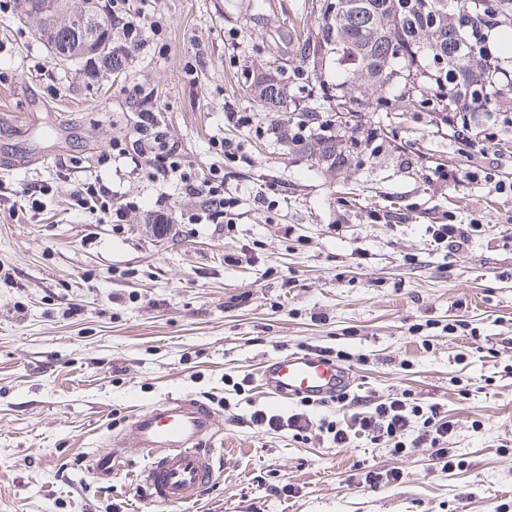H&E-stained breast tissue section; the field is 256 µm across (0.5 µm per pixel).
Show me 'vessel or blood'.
I'll list each match as a JSON object with an SVG mask.
<instances>
[{"label":"vessel or blood","mask_w":512,"mask_h":512,"mask_svg":"<svg viewBox=\"0 0 512 512\" xmlns=\"http://www.w3.org/2000/svg\"><path fill=\"white\" fill-rule=\"evenodd\" d=\"M259 376L273 397L284 403L301 398L317 402L349 393L354 385L350 370L335 360L301 352L266 361ZM125 433L134 447L149 453L137 484L143 498L161 507L202 499L216 474L207 443L219 434L216 413L208 403L166 397L129 420ZM124 455L121 448L100 455L93 467L95 479L110 482L115 463Z\"/></svg>","instance_id":"vessel-or-blood-1"}]
</instances>
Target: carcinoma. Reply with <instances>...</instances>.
Returning <instances> with one entry per match:
<instances>
[{
    "mask_svg": "<svg viewBox=\"0 0 512 512\" xmlns=\"http://www.w3.org/2000/svg\"><path fill=\"white\" fill-rule=\"evenodd\" d=\"M367 8H352L339 19L321 16L318 32L296 35L289 79L298 94L285 95L270 77L255 86L256 99L288 113L287 125L309 121L317 109L327 119L310 134L322 160L336 163L332 136L325 130L349 127L364 112H390L391 102L407 109H426L444 119L461 112H491L496 98L512 92V0H364ZM101 37L112 40V12L100 4ZM506 35L491 50L488 32ZM57 57L94 59L102 71L122 70V56L109 50L97 53L83 47L75 22L65 7L44 29ZM336 76V92L323 79L326 69ZM366 81L371 94L359 100L348 96L349 86ZM318 107L301 105L303 98ZM359 101V108L351 102Z\"/></svg>",
    "mask_w": 512,
    "mask_h": 512,
    "instance_id": "carcinoma-1",
    "label": "carcinoma"
}]
</instances>
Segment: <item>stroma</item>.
<instances>
[{
    "mask_svg": "<svg viewBox=\"0 0 512 512\" xmlns=\"http://www.w3.org/2000/svg\"><path fill=\"white\" fill-rule=\"evenodd\" d=\"M311 3L128 0L143 46L111 83L58 59L17 0L0 10V512H157L135 488L145 449L111 483L92 468L168 395L206 401L223 430L211 489L172 512H512V194L484 180L512 184V131L468 154L432 113L398 107L336 132L332 167L288 143L285 113L254 108L252 89L296 23L317 30ZM148 103L193 174L223 177V223H190L180 182L104 160ZM95 179L113 207L136 202L123 222L76 205ZM26 187L38 207L21 208ZM450 216L479 223L452 251L431 235ZM323 348L363 356L356 397L442 405L458 468L428 447L253 426L255 410L289 412L261 365ZM363 467L404 478L349 485Z\"/></svg>",
    "mask_w": 512,
    "mask_h": 512,
    "instance_id": "stroma-1",
    "label": "stroma"
}]
</instances>
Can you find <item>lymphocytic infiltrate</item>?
<instances>
[{"mask_svg":"<svg viewBox=\"0 0 512 512\" xmlns=\"http://www.w3.org/2000/svg\"><path fill=\"white\" fill-rule=\"evenodd\" d=\"M134 164H145L156 180H178L189 195L199 201L192 216L196 224H216L224 217V183L214 177L201 180L187 172L181 149L159 119L158 113L140 114L137 137L132 144ZM251 420L259 428H282L294 437H306L319 430L331 438L336 447L343 448L363 439L371 444H392L398 454L426 445L433 450L436 466L449 470L454 458L446 446L450 425L445 421L439 405L423 406L394 397L376 402L374 407H360L346 421H313L308 413L295 412L288 416L270 415L254 411Z\"/></svg>","mask_w":512,"mask_h":512,"instance_id":"obj_1","label":"lymphocytic infiltrate"}]
</instances>
